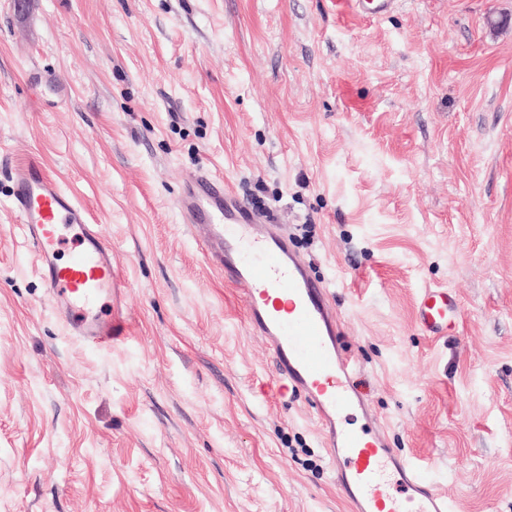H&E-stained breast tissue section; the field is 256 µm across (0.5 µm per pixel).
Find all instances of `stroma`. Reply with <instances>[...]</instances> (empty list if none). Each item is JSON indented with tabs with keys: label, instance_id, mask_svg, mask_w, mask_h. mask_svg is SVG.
<instances>
[{
	"label": "stroma",
	"instance_id": "35a3bbf8",
	"mask_svg": "<svg viewBox=\"0 0 512 512\" xmlns=\"http://www.w3.org/2000/svg\"><path fill=\"white\" fill-rule=\"evenodd\" d=\"M33 155L112 248L122 343L46 296ZM202 170L327 282L392 447L451 512H512V0H0V512H348L176 209ZM457 302L448 288L425 289L416 306V321L431 337L445 336L454 323Z\"/></svg>",
	"mask_w": 512,
	"mask_h": 512
}]
</instances>
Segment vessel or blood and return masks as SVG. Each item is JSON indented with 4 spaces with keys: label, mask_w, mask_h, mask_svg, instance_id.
Returning a JSON list of instances; mask_svg holds the SVG:
<instances>
[{
    "label": "vessel or blood",
    "mask_w": 512,
    "mask_h": 512,
    "mask_svg": "<svg viewBox=\"0 0 512 512\" xmlns=\"http://www.w3.org/2000/svg\"><path fill=\"white\" fill-rule=\"evenodd\" d=\"M12 187L46 293L69 334L98 346L121 341L107 311L115 279L110 247L86 210L35 158L15 166ZM176 207L196 229L210 266L239 287L248 325L271 348L277 376L305 394L351 512H450L447 497L383 431L345 426L350 410L365 407L355 382L360 366L341 344L342 323L328 289L310 276L288 235L204 170L185 185ZM67 231L77 243L62 263L58 245ZM456 314V299L445 288L425 289L416 306V321L431 337L446 335ZM397 486L402 495H394Z\"/></svg>",
    "instance_id": "1"
}]
</instances>
